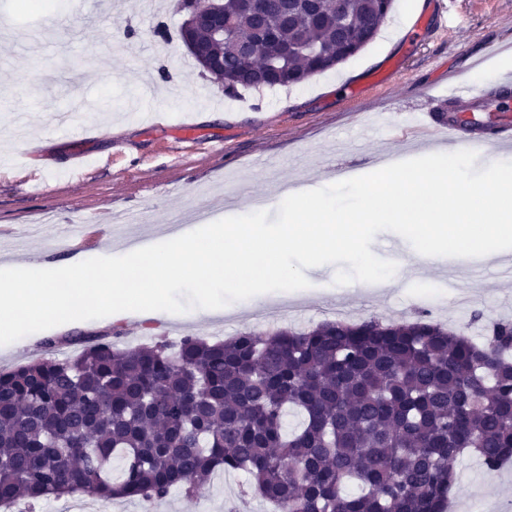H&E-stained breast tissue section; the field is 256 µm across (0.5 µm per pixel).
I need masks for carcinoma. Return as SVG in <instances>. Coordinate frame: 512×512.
Instances as JSON below:
<instances>
[{"instance_id":"carcinoma-1","label":"carcinoma","mask_w":512,"mask_h":512,"mask_svg":"<svg viewBox=\"0 0 512 512\" xmlns=\"http://www.w3.org/2000/svg\"><path fill=\"white\" fill-rule=\"evenodd\" d=\"M229 35L183 30L207 74L290 87L361 52L394 0H223ZM84 344L0 372V507L85 494L106 506L200 496L244 472L277 512H444L456 462L512 458V321L476 342L425 317L325 321L209 342ZM301 421L288 428V413Z\"/></svg>"}]
</instances>
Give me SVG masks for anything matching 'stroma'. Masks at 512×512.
<instances>
[{
    "mask_svg": "<svg viewBox=\"0 0 512 512\" xmlns=\"http://www.w3.org/2000/svg\"><path fill=\"white\" fill-rule=\"evenodd\" d=\"M439 0H395L377 38L359 55L305 83L272 93L240 91L228 96L203 77L179 38L182 14L173 0H156L146 13L142 0H113L101 10L94 0H51L49 5L0 0V269L15 267L17 252L30 269L66 262L43 251L58 246L73 224L95 225L99 241L84 258L120 255L112 215L139 216V236L161 242L158 230L196 207L210 206V193L229 200L216 218L233 215L250 198L264 196L276 211V182L317 189L329 167L371 173V156L393 137L431 136L427 124L407 126L412 112L436 113L435 92L449 72L461 80L499 90L512 76V0H440L445 22L414 37L419 19ZM223 111L210 110L211 99ZM195 126L181 138L177 129ZM277 155L282 166L270 177L258 161ZM84 156L82 166L72 164ZM462 274L460 288L433 301L399 288L377 296L355 284L334 282L336 265L306 270L309 288L272 297L258 311L225 312L198 319L160 315L144 319L73 321L0 345V369L44 357L53 338L60 351L78 352L71 339L118 337L128 346L187 335L224 339L246 330L307 328L335 319L338 310L357 318L411 319L431 310L434 319L473 339L486 318L512 320V282L474 287L487 268L448 258ZM485 319L475 320V311ZM448 512H505L512 508V464L485 470L462 456ZM241 473L216 477L207 493H179L152 512H226L238 498Z\"/></svg>",
    "mask_w": 512,
    "mask_h": 512,
    "instance_id": "stroma-1",
    "label": "stroma"
}]
</instances>
